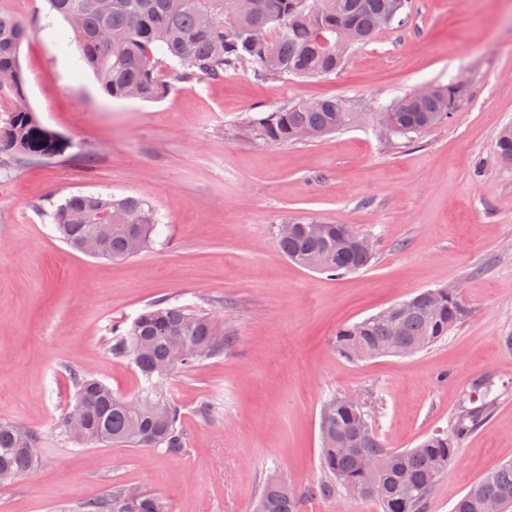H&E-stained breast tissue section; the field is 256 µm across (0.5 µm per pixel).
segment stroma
<instances>
[{
    "instance_id": "obj_1",
    "label": "stroma",
    "mask_w": 512,
    "mask_h": 512,
    "mask_svg": "<svg viewBox=\"0 0 512 512\" xmlns=\"http://www.w3.org/2000/svg\"><path fill=\"white\" fill-rule=\"evenodd\" d=\"M0 9L36 28L21 53L26 102L74 144L0 166V421L32 428L40 459L0 485V512H82L124 484L171 512H252L271 474L300 491L323 479L319 420L331 395H357L385 447L412 448L450 431L482 376L498 402L461 441L426 512H452L512 459V163L496 150L512 124V0H410L404 23L324 77L181 80L162 64L169 89L156 102L105 95L44 0ZM460 74L468 91L452 118L409 140L372 122L288 145L241 130L323 97L377 112ZM79 192L144 197L158 219L153 244L123 261L69 248L49 213ZM295 217L350 225L373 240L371 264L327 276L289 261L276 232ZM445 286L469 310L448 337L405 357L337 354L338 327ZM163 300L213 315L224 332L223 354L168 384L183 454L74 442L59 428L75 392L69 370L122 398L143 394L112 345Z\"/></svg>"
}]
</instances>
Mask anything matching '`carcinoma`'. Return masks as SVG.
Returning a JSON list of instances; mask_svg holds the SVG:
<instances>
[{
  "instance_id": "1",
  "label": "carcinoma",
  "mask_w": 512,
  "mask_h": 512,
  "mask_svg": "<svg viewBox=\"0 0 512 512\" xmlns=\"http://www.w3.org/2000/svg\"><path fill=\"white\" fill-rule=\"evenodd\" d=\"M49 11L70 26L83 68L115 99H162L168 85L157 65L172 67L181 79L220 80L248 69L265 79L322 77L338 71L343 49L336 39L350 32L355 43L371 39L398 18L407 0H257L254 11L238 0H46ZM33 28L0 10V94L14 100L0 114V157L12 160L57 157L72 144L43 127L26 104L27 78L20 56ZM466 86L451 80L420 98L413 91L376 113L395 138L419 135L447 121ZM357 120L337 98H321L277 108L249 122L255 138L282 145L318 141ZM500 158L512 163V125L497 133ZM60 238L75 250L94 241L96 256L122 260L144 252L153 242L156 218L149 202L136 196L72 194L51 213ZM278 249L300 266L342 275L367 266L373 254L357 247L342 225L294 219ZM399 333L381 313L336 329V352L349 360L396 356L405 344L421 351L447 337L468 316L453 289L422 291L397 304ZM132 358L146 382L142 399H123L104 383L71 373L73 403L61 420L77 442L102 447L159 448L177 456L185 448L180 413L168 392V379L179 370L224 352V336L213 318L200 311L152 305L125 328L112 347ZM493 384H478L481 403L456 417L449 433L432 434L416 447L395 450L368 425L362 409L334 396L320 412V460L328 478L299 493L288 483L266 482L254 512H300L305 496L367 498L372 486L385 489L382 512H425L438 478L457 454L459 441L482 427L493 404ZM36 437L26 427L0 422V475L9 478L34 470ZM491 502L512 512V460L474 483L454 512H486ZM83 512H170L168 502L141 489L117 486L102 500L87 502Z\"/></svg>"
}]
</instances>
